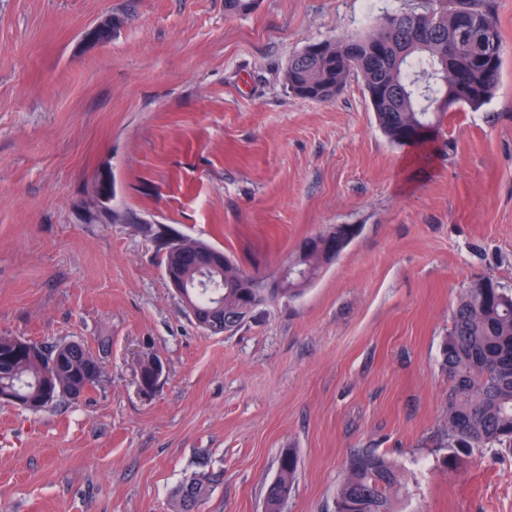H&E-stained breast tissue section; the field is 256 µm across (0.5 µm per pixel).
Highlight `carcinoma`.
<instances>
[{
	"label": "carcinoma",
	"mask_w": 512,
	"mask_h": 512,
	"mask_svg": "<svg viewBox=\"0 0 512 512\" xmlns=\"http://www.w3.org/2000/svg\"><path fill=\"white\" fill-rule=\"evenodd\" d=\"M258 0H224V12L244 15ZM467 12L476 19L474 30L460 33L454 20ZM500 39L491 0H429L416 12H387L374 19L365 34L338 35L313 43L317 50L303 49L286 67L287 86L295 96L331 102L348 78L361 76L364 90L385 136L403 147L427 148L434 140L442 113L432 109V99L455 86L456 74L464 75L459 104L485 105L494 95L502 66V49L493 59L482 37ZM178 241L192 245L174 254L168 243L164 263L190 270L199 263V245L208 251L219 248L191 238ZM301 273L310 284L323 270L317 253L300 256ZM251 272L235 261L224 275L212 278L209 288H192L195 303L213 311L212 320L225 324L228 316L248 306L263 292L250 288ZM60 359L54 367L50 362ZM439 365L448 377V414L442 445L448 459L487 450L512 452V290L481 277L460 294L452 324L440 347ZM53 381L43 384L47 371ZM102 367L83 343L53 345L34 342L22 347L9 334L0 335V391L9 390L26 401L31 411L49 409L83 394L100 381ZM298 461L292 449L282 450L276 476L266 487L264 512H283L294 489ZM209 484L194 478L179 485L174 498L178 512H199ZM405 494L397 466L373 451H358L346 462L344 478L336 491L335 512H397L395 503Z\"/></svg>",
	"instance_id": "carcinoma-1"
}]
</instances>
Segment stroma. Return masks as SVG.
Here are the masks:
<instances>
[{"label": "stroma", "instance_id": "obj_1", "mask_svg": "<svg viewBox=\"0 0 512 512\" xmlns=\"http://www.w3.org/2000/svg\"><path fill=\"white\" fill-rule=\"evenodd\" d=\"M421 3L0 0V334L80 341L103 370L45 411L0 403V512H175L203 475L200 512H264L284 448V512H333L358 449L399 467L398 512H512V453L439 445L458 296L512 289V0L496 95L446 112L427 161L381 132L360 77L330 103L284 80L308 44ZM336 224L361 232L304 295L228 333L165 277L173 236L268 275ZM298 461L291 448L283 449L278 457L276 476L266 487L265 512H282L294 489ZM208 493L209 484L204 479L193 478L191 481L182 483L174 492L178 505L177 512H198Z\"/></svg>", "mask_w": 512, "mask_h": 512}]
</instances>
